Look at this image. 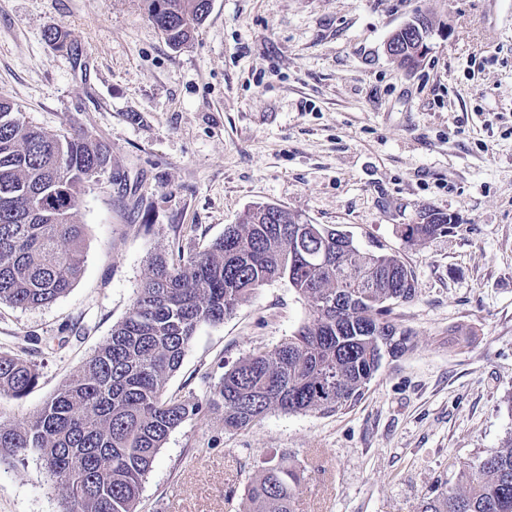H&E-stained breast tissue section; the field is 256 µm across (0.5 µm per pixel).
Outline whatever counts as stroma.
<instances>
[{"label": "stroma", "instance_id": "obj_1", "mask_svg": "<svg viewBox=\"0 0 512 512\" xmlns=\"http://www.w3.org/2000/svg\"><path fill=\"white\" fill-rule=\"evenodd\" d=\"M420 15L434 32L408 71L386 43ZM53 24L68 48L46 41ZM0 96L112 149L79 202L77 282L47 306L0 304V353L40 373L0 398L2 421L31 420L80 371L155 254L204 251L257 203L397 254L417 283L393 312L413 350L385 358L354 407L235 432L201 408L169 434L138 512H245L251 479L284 454L303 476L296 512H418L512 434V0H212L180 49L145 0H0ZM426 207L459 228L406 244ZM309 313L288 280L266 284L197 331L169 394L203 398ZM64 493L35 457L0 464V512H60Z\"/></svg>", "mask_w": 512, "mask_h": 512}]
</instances>
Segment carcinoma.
<instances>
[{
  "mask_svg": "<svg viewBox=\"0 0 512 512\" xmlns=\"http://www.w3.org/2000/svg\"><path fill=\"white\" fill-rule=\"evenodd\" d=\"M168 44L194 39L210 0H145ZM390 37L397 64L416 69V52L433 23ZM112 167V150L85 131H45L0 97V303L48 305L78 280L84 225L81 195ZM302 215L258 203L240 223L197 254L152 258L126 317L64 380L36 417L0 422V463L34 455L65 484L63 512H137L142 484L172 430L202 405L224 414L230 431L259 423L271 411L336 414L354 407L385 357L412 349L413 333L391 317L413 300L411 270L391 253L362 250L336 227L300 230ZM405 224L408 245L455 225L426 208ZM288 279L310 304V317L283 343L256 351L224 372L204 402L167 395L197 329L224 321L258 288ZM37 366L0 354V397L21 399L38 383ZM301 476L281 456L248 486V512H295ZM419 512H512V434L497 451L423 497Z\"/></svg>",
  "mask_w": 512,
  "mask_h": 512,
  "instance_id": "obj_1",
  "label": "carcinoma"
}]
</instances>
